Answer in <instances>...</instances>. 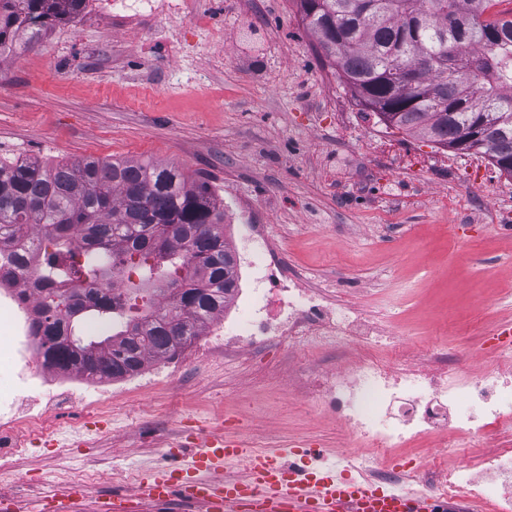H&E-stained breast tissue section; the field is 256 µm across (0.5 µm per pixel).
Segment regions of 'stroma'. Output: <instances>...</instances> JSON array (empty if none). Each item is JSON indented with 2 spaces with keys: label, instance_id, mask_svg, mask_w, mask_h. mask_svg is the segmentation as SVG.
I'll use <instances>...</instances> for the list:
<instances>
[{
  "label": "stroma",
  "instance_id": "35a3bbf8",
  "mask_svg": "<svg viewBox=\"0 0 512 512\" xmlns=\"http://www.w3.org/2000/svg\"><path fill=\"white\" fill-rule=\"evenodd\" d=\"M184 2L183 13L134 20L89 7L1 62L0 158L176 165L223 199L225 234L266 225L285 270L409 331L408 363L444 343L468 355L464 373H512L491 334L512 324V176L362 111L296 0ZM335 361L328 346L226 355L198 337L106 413L77 398L57 411L0 464V498L37 512L44 491L80 476L79 512H96L188 436L240 435L258 451L284 449L288 466L331 467L355 443L305 405L303 382ZM486 451L466 436L426 437L384 463L453 467Z\"/></svg>",
  "mask_w": 512,
  "mask_h": 512
}]
</instances>
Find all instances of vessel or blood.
Listing matches in <instances>:
<instances>
[{"label": "vessel or blood", "instance_id": "1", "mask_svg": "<svg viewBox=\"0 0 512 512\" xmlns=\"http://www.w3.org/2000/svg\"><path fill=\"white\" fill-rule=\"evenodd\" d=\"M163 464L143 470L135 498L150 512H163L169 501L182 498L197 512H240L250 498L258 512H453L447 502L428 494L387 495L375 482L336 477L331 471H305L285 466L279 454L256 452L237 436L203 439L187 454L163 449ZM243 462L241 476L225 469ZM84 489L48 493L50 512H74Z\"/></svg>", "mask_w": 512, "mask_h": 512}]
</instances>
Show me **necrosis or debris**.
Masks as SVG:
<instances>
[{
    "label": "necrosis or debris",
    "mask_w": 512,
    "mask_h": 512,
    "mask_svg": "<svg viewBox=\"0 0 512 512\" xmlns=\"http://www.w3.org/2000/svg\"><path fill=\"white\" fill-rule=\"evenodd\" d=\"M264 236L254 225L245 263L253 287L236 289L224 314L205 332L213 348H251L308 342L313 336L335 347L338 363L308 383L306 403L334 414L367 448H405L432 434L454 430L495 441L512 433V377L494 369L460 372L461 359L434 353L416 367L396 369L404 339L384 325L342 306H332L300 279L284 275L275 262L259 259L253 245ZM25 245L0 251V333H7L10 389L0 392V438L26 431L37 436L52 416L36 407L37 397L54 403L85 393L88 378L73 369L44 364L36 322L39 303L28 277L15 272L27 259ZM489 478L477 480L475 470ZM418 491L451 501L477 498L493 512H512V448L499 447L476 465L440 472Z\"/></svg>",
    "instance_id": "4bbe7bcc"
}]
</instances>
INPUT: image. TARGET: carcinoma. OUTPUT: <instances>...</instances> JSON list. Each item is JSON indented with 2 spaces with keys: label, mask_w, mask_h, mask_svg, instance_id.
Listing matches in <instances>:
<instances>
[{
  "label": "carcinoma",
  "mask_w": 512,
  "mask_h": 512,
  "mask_svg": "<svg viewBox=\"0 0 512 512\" xmlns=\"http://www.w3.org/2000/svg\"><path fill=\"white\" fill-rule=\"evenodd\" d=\"M493 0H299L338 78L389 127L439 148L482 153L512 175V17L486 19ZM87 0H0V60L71 23ZM44 231L39 269L45 361L92 379H117L174 357L224 313L238 287L224 239V201L178 167L75 159L48 165L0 159V246ZM125 302L92 303L62 285L123 280ZM177 287L175 319L156 279ZM142 300V306L131 303ZM106 324L89 336L86 320Z\"/></svg>",
  "instance_id": "1"
}]
</instances>
